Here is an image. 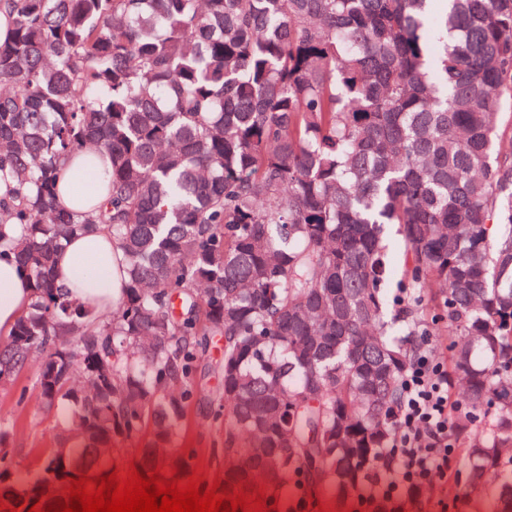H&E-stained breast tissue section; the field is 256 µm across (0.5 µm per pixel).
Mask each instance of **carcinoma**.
Wrapping results in <instances>:
<instances>
[{
	"label": "carcinoma",
	"instance_id": "1",
	"mask_svg": "<svg viewBox=\"0 0 512 512\" xmlns=\"http://www.w3.org/2000/svg\"><path fill=\"white\" fill-rule=\"evenodd\" d=\"M0 246L32 304L0 345L77 406L18 512L135 467L181 483L186 406H217L231 491L351 495L438 310L463 384L462 495L512 512V0H0ZM108 156L62 200V162ZM104 225L122 293L62 294L54 252ZM404 258L394 259L391 235ZM224 337V389L197 381Z\"/></svg>",
	"mask_w": 512,
	"mask_h": 512
}]
</instances>
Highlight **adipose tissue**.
Here are the masks:
<instances>
[{"label":"adipose tissue","mask_w":512,"mask_h":512,"mask_svg":"<svg viewBox=\"0 0 512 512\" xmlns=\"http://www.w3.org/2000/svg\"><path fill=\"white\" fill-rule=\"evenodd\" d=\"M120 251L105 228H94L67 239L54 255L57 284L88 305L111 306L119 293L115 275ZM32 301L27 276L10 252L0 253V338H9Z\"/></svg>","instance_id":"obj_1"}]
</instances>
